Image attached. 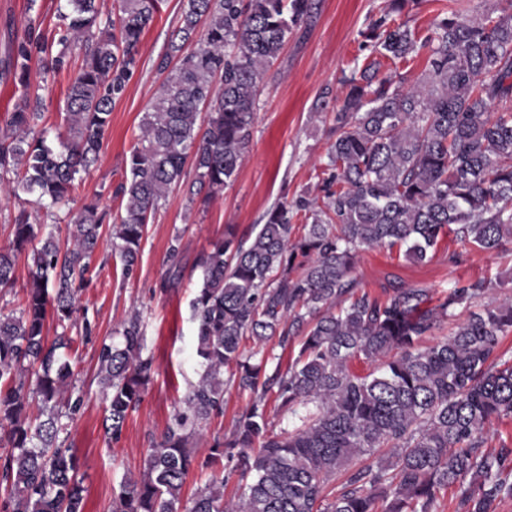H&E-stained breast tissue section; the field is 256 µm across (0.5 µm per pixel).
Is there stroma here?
Masks as SVG:
<instances>
[{"mask_svg":"<svg viewBox=\"0 0 512 512\" xmlns=\"http://www.w3.org/2000/svg\"><path fill=\"white\" fill-rule=\"evenodd\" d=\"M312 17L293 31L268 69L255 104V121L248 153L232 185L208 202H189L184 190L172 191L147 226L136 271L124 277L118 254L112 250V227L104 225L92 281L78 295L93 332L76 336L63 354L72 364L83 403L71 422L67 443L76 448L84 467L87 489L85 512H111L113 489L123 474L138 475L153 441L164 432L181 407L189 381L200 370L190 303L201 283L195 266L198 254L233 228L240 241L250 240L257 224L276 203L315 190L327 160L328 124L317 114L320 99L336 107L342 71L366 63L360 36L376 18L385 0H314ZM27 0H0V127L14 103L13 74L5 61L9 41L21 38ZM181 14V0H162L158 17L141 44V61L125 97L112 112L110 129L100 159L73 195L72 211H79L94 193L102 205L119 210L114 191L123 165L149 103L163 80L158 61L170 47L171 34ZM31 195H0V246L11 239V224L20 210L32 221L47 225L59 239L74 227L42 211H34ZM182 238L183 273L172 287H164L166 252L174 236ZM512 269V244L490 254L463 247L454 238H442L429 260L414 263L397 251L369 248L360 251L352 273L359 288L383 295L390 286L442 289L450 283L492 277ZM139 313L145 354L155 359V373L136 412L116 441L107 440L103 419L106 402L97 378V356L102 344L119 342L121 324ZM249 397L235 388L224 393V412L209 422L194 445L205 457L215 440L229 435L235 416Z\"/></svg>","mask_w":512,"mask_h":512,"instance_id":"35a3bbf8","label":"stroma"}]
</instances>
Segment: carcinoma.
Instances as JSON below:
<instances>
[{"label": "carcinoma", "instance_id": "cac0c4a2", "mask_svg": "<svg viewBox=\"0 0 512 512\" xmlns=\"http://www.w3.org/2000/svg\"><path fill=\"white\" fill-rule=\"evenodd\" d=\"M64 2L48 33L28 0L24 36L8 52L20 94L0 129V172H22L0 191L20 188L47 210L68 204L98 162L160 4L120 0L112 19L100 0ZM422 5L386 0L361 33L372 59L339 79L322 196L279 203L250 243L230 233L196 258L201 372L139 475L122 477L112 512H436L438 494L456 485L461 512H496L512 499V446L483 449L486 430L512 416V357L499 351L512 332V294H496L505 280L456 282L441 293L395 286L382 298L351 277L361 249H395L419 263L448 235L487 253L512 242V0L472 15L441 8L424 37L403 19ZM312 9V0H183L170 53L157 64L165 77L115 191L124 209L114 213L94 195L64 244L26 211L15 216L12 242L0 248V289L14 286L29 249L32 265L24 307L0 315V512H84L83 462L60 438L82 396L60 407L73 371L57 350L71 346L68 330L91 332L77 293L90 281L103 225H112L129 278L147 224L175 188L206 201L234 181L259 86ZM422 52L426 75L408 85L400 69ZM34 69L38 91L72 73L58 149L31 107ZM167 262L169 279H179L178 236ZM49 318L61 328L51 342ZM445 321L450 336L422 346ZM121 335L98 354L110 440L153 373L139 313ZM273 337L283 350L300 338L291 363L243 357V341ZM354 359L373 370L353 373ZM228 387L249 402L231 436L201 460L192 441L223 413ZM270 398L288 426L273 428ZM376 448L388 452L357 465ZM193 470L206 479L185 502Z\"/></svg>", "mask_w": 512, "mask_h": 512}]
</instances>
